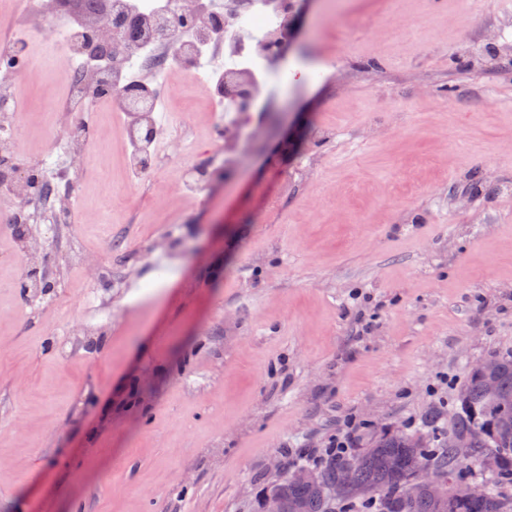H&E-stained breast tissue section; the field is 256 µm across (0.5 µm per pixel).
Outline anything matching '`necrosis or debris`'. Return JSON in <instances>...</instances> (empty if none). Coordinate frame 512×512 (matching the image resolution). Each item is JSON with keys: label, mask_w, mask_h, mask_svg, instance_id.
Returning <instances> with one entry per match:
<instances>
[{"label": "necrosis or debris", "mask_w": 512, "mask_h": 512, "mask_svg": "<svg viewBox=\"0 0 512 512\" xmlns=\"http://www.w3.org/2000/svg\"><path fill=\"white\" fill-rule=\"evenodd\" d=\"M195 6L207 15L209 24L204 29L192 28L187 37L178 34L161 39L154 34L159 21L172 18L177 0H127L122 13L110 15L98 34L105 38L110 32H121L126 54L110 73L103 93L81 78L87 28L75 27L66 19L55 25L57 35L70 45L65 60L73 76L66 96L68 109L77 110L92 99L127 114L128 166L134 173L156 166L152 146L160 131H167L175 141L183 139L182 119L162 112L161 95L142 80V73L162 76L182 69L214 83L224 112V160L228 163L237 157L235 138L248 131L249 115L259 109L261 86L279 78L264 51L271 39L286 35L289 29L290 13L277 0H196ZM88 138L87 132L76 127L54 136L40 170L42 183L59 182L74 146Z\"/></svg>", "instance_id": "obj_1"}]
</instances>
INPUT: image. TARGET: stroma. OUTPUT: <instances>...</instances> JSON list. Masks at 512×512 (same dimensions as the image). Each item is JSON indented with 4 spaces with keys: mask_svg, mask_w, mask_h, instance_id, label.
<instances>
[{
    "mask_svg": "<svg viewBox=\"0 0 512 512\" xmlns=\"http://www.w3.org/2000/svg\"><path fill=\"white\" fill-rule=\"evenodd\" d=\"M44 7L0 0L29 45L7 165L92 135L70 224L25 230L39 297L0 187V512H257L300 446L351 416L364 448L424 431L512 351V0H307L281 68L308 73L263 88L242 162L178 72L163 105L199 149L160 139L138 176L122 114L65 111Z\"/></svg>",
    "mask_w": 512,
    "mask_h": 512,
    "instance_id": "1",
    "label": "stroma"
}]
</instances>
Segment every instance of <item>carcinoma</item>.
<instances>
[{"label":"carcinoma","instance_id":"carcinoma-1","mask_svg":"<svg viewBox=\"0 0 512 512\" xmlns=\"http://www.w3.org/2000/svg\"><path fill=\"white\" fill-rule=\"evenodd\" d=\"M487 374L496 382L494 396L485 387ZM455 404L457 415L448 426L432 419L425 433L385 431L355 455L354 483L340 499L342 512H512V352L492 355L482 370L469 372ZM453 435L471 438L470 457L459 458L449 447ZM347 462L331 458L316 467L317 482L283 478L263 493H279L286 512H336L325 487ZM477 467L490 472L492 481L464 502L450 499L440 506L416 481L426 469L470 481Z\"/></svg>","mask_w":512,"mask_h":512}]
</instances>
